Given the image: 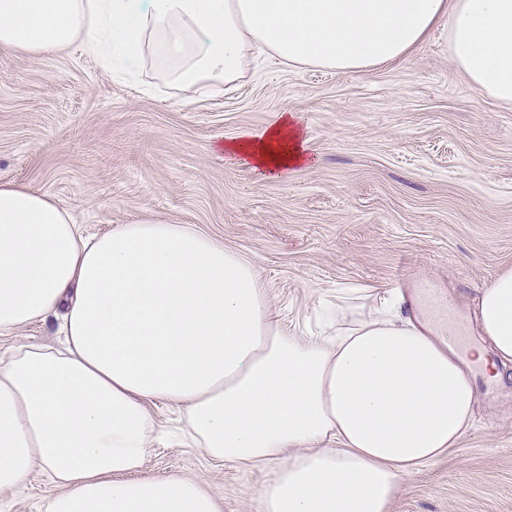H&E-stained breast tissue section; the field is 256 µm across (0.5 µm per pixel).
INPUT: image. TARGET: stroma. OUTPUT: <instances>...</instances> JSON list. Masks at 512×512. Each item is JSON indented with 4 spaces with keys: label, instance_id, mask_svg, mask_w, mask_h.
<instances>
[{
    "label": "stroma",
    "instance_id": "obj_1",
    "mask_svg": "<svg viewBox=\"0 0 512 512\" xmlns=\"http://www.w3.org/2000/svg\"><path fill=\"white\" fill-rule=\"evenodd\" d=\"M147 49L132 79L74 44L51 55L0 47V184L50 195L102 234L122 224H193L257 268L283 326L305 332L339 285L428 284L465 322L479 289L512 273V105L456 65L448 27L400 62L356 72L266 61L235 90L174 88ZM297 113L313 165L267 179L225 154L241 130ZM476 420L448 452L404 474L390 512H512V367L476 377ZM169 437L148 475L208 484L223 512H260L264 473ZM61 492L44 474L0 490V512H45Z\"/></svg>",
    "mask_w": 512,
    "mask_h": 512
}]
</instances>
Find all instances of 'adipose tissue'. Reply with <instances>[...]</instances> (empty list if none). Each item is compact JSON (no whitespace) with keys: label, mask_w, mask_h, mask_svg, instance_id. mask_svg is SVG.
Here are the masks:
<instances>
[{"label":"adipose tissue","mask_w":512,"mask_h":512,"mask_svg":"<svg viewBox=\"0 0 512 512\" xmlns=\"http://www.w3.org/2000/svg\"><path fill=\"white\" fill-rule=\"evenodd\" d=\"M447 24L471 84L512 103V0H0V46L80 43L135 69L158 44L167 78L223 92L261 55L337 71L403 59ZM225 151L264 176L314 162L299 116L277 113ZM403 296L340 288L326 335L283 329L255 267L191 224L101 235L47 194L0 186V335L57 318L62 347L0 359V490L45 472L47 512H222L213 492L146 464L156 402L195 447L267 472L260 512H389L403 473L453 447L477 403L473 368L512 364V274L484 288L483 342L404 315Z\"/></svg>","instance_id":"ef3b65f1"}]
</instances>
